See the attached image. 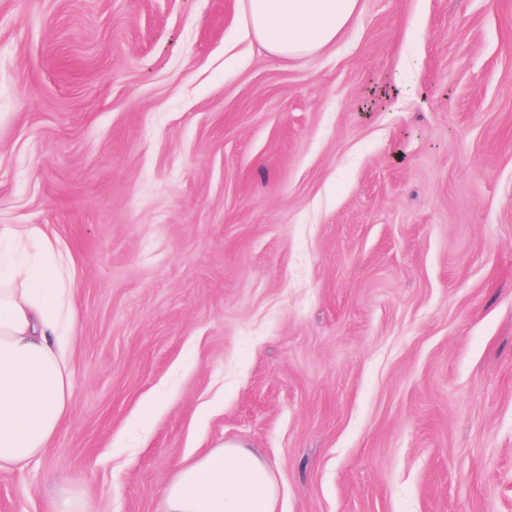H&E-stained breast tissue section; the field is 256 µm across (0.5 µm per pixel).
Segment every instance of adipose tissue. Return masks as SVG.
I'll return each mask as SVG.
<instances>
[{"label": "adipose tissue", "mask_w": 512, "mask_h": 512, "mask_svg": "<svg viewBox=\"0 0 512 512\" xmlns=\"http://www.w3.org/2000/svg\"><path fill=\"white\" fill-rule=\"evenodd\" d=\"M359 0H245L246 28L276 57L336 42ZM74 286L70 257L38 227L0 226V468L41 454L72 404L65 320ZM279 482L267 463L228 442L179 464L163 512H277Z\"/></svg>", "instance_id": "obj_1"}]
</instances>
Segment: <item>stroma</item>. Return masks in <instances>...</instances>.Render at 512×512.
Returning a JSON list of instances; mask_svg holds the SVG:
<instances>
[{
	"mask_svg": "<svg viewBox=\"0 0 512 512\" xmlns=\"http://www.w3.org/2000/svg\"><path fill=\"white\" fill-rule=\"evenodd\" d=\"M66 249L73 405L0 512H160L234 441L281 512H512V0H0V225ZM246 28L276 57H302L336 42L359 0H246Z\"/></svg>",
	"mask_w": 512,
	"mask_h": 512,
	"instance_id": "35a3bbf8",
	"label": "stroma"
}]
</instances>
